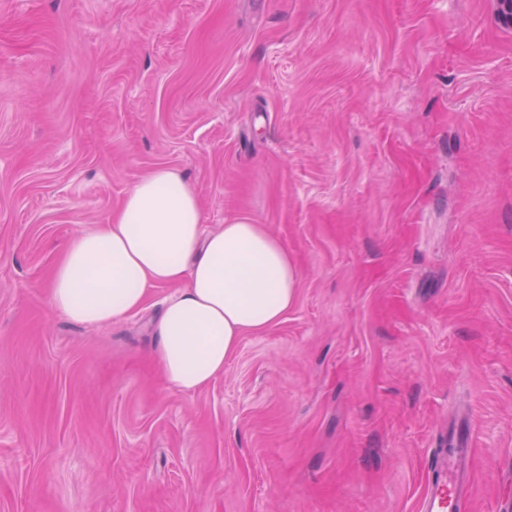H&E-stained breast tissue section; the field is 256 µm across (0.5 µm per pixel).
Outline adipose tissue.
<instances>
[{"label":"adipose tissue","instance_id":"obj_1","mask_svg":"<svg viewBox=\"0 0 512 512\" xmlns=\"http://www.w3.org/2000/svg\"><path fill=\"white\" fill-rule=\"evenodd\" d=\"M179 284L152 323L155 358L179 391L224 373L242 336L277 323L294 303L297 270L265 225L238 218L207 229L180 171L159 167L139 181L108 223L67 246L49 282L53 307L103 326L139 311L151 289Z\"/></svg>","mask_w":512,"mask_h":512}]
</instances>
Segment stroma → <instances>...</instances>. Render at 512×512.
<instances>
[{"instance_id": "1", "label": "stroma", "mask_w": 512, "mask_h": 512, "mask_svg": "<svg viewBox=\"0 0 512 512\" xmlns=\"http://www.w3.org/2000/svg\"><path fill=\"white\" fill-rule=\"evenodd\" d=\"M498 0H0V512H421L467 409L512 503V24ZM161 166L298 270L175 390L150 323L56 312L64 248Z\"/></svg>"}]
</instances>
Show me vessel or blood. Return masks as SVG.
Wrapping results in <instances>:
<instances>
[{
    "label": "vessel or blood",
    "instance_id": "b4317fda",
    "mask_svg": "<svg viewBox=\"0 0 512 512\" xmlns=\"http://www.w3.org/2000/svg\"><path fill=\"white\" fill-rule=\"evenodd\" d=\"M472 456L469 430L466 425H458L432 458L423 512H470L467 474Z\"/></svg>",
    "mask_w": 512,
    "mask_h": 512
}]
</instances>
